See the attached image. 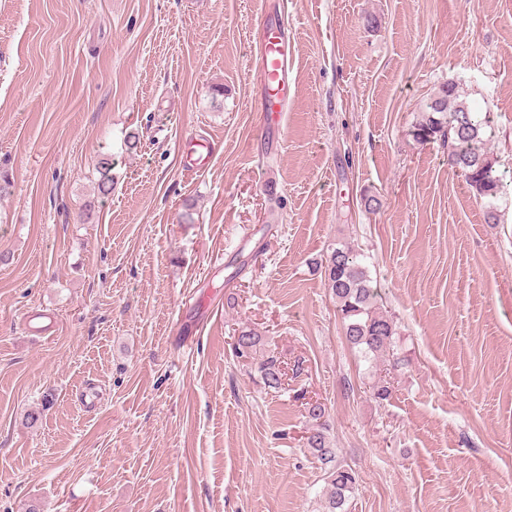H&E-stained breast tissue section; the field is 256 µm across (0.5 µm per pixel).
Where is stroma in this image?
I'll list each match as a JSON object with an SVG mask.
<instances>
[{"label":"stroma","mask_w":512,"mask_h":512,"mask_svg":"<svg viewBox=\"0 0 512 512\" xmlns=\"http://www.w3.org/2000/svg\"><path fill=\"white\" fill-rule=\"evenodd\" d=\"M259 12L0 0V512H318L312 400L350 512H512V194L485 223L446 147L409 134L457 80L512 174V0H288L276 153ZM193 138L215 150L188 172ZM339 237L396 324L395 371L347 344L312 266ZM244 327L300 375L266 388Z\"/></svg>","instance_id":"obj_1"}]
</instances>
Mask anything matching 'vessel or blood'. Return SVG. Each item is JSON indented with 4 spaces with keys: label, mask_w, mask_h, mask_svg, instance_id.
<instances>
[{
    "label": "vessel or blood",
    "mask_w": 512,
    "mask_h": 512,
    "mask_svg": "<svg viewBox=\"0 0 512 512\" xmlns=\"http://www.w3.org/2000/svg\"><path fill=\"white\" fill-rule=\"evenodd\" d=\"M284 0H262L259 25L264 36L257 47L253 70L259 76L261 110L265 116L267 148L282 147L281 127L293 84L296 51L286 33ZM184 166L194 171L203 168L213 153L209 140L188 142L181 148Z\"/></svg>",
    "instance_id": "obj_1"
}]
</instances>
